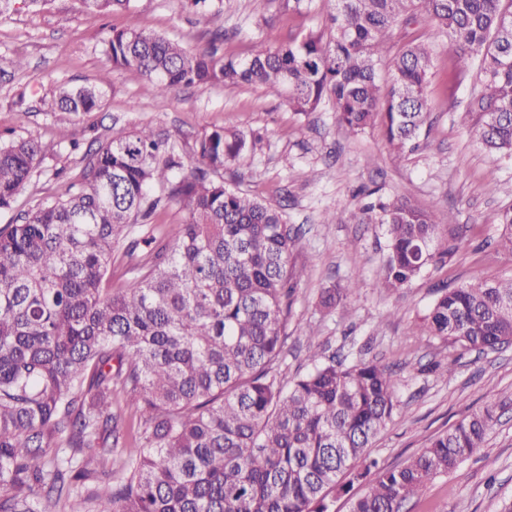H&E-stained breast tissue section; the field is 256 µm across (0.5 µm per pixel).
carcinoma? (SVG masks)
Returning a JSON list of instances; mask_svg holds the SVG:
<instances>
[{"label": "carcinoma", "mask_w": 512, "mask_h": 512, "mask_svg": "<svg viewBox=\"0 0 512 512\" xmlns=\"http://www.w3.org/2000/svg\"><path fill=\"white\" fill-rule=\"evenodd\" d=\"M329 34L311 31L244 60L141 29L114 30L108 60L167 100L194 85L280 92L289 109L331 100L359 132L384 126L401 154L428 119L432 55L390 53L393 30L435 24L481 89L466 112L491 156L512 154V0H335ZM92 16L130 0H81ZM62 112H92L96 85L60 83ZM259 138L215 128L191 172L149 127L111 132L89 154L75 191L0 228V512H329L327 497L368 481L350 512H403L433 477L484 446L496 405L434 437L404 465L369 481L371 441L398 406L393 370L331 357L284 381L288 310L304 271L288 266L296 235L283 213L224 183V166ZM45 154L34 138L0 143V211L11 208ZM174 203L175 247L132 238ZM387 227L379 286L408 287L454 252L430 212L405 198L369 205ZM497 248L512 255V202L497 214ZM150 248L137 281L105 287L112 252ZM327 286L331 311L353 291ZM422 329L480 352L512 345V278L443 288Z\"/></svg>", "instance_id": "obj_1"}]
</instances>
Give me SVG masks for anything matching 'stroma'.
<instances>
[{"label":"stroma","mask_w":512,"mask_h":512,"mask_svg":"<svg viewBox=\"0 0 512 512\" xmlns=\"http://www.w3.org/2000/svg\"><path fill=\"white\" fill-rule=\"evenodd\" d=\"M333 6L334 0H211L203 14L187 0H132L131 14L91 17L80 0H49L40 10L17 0L10 17L0 19V59L20 56L26 65L11 81H0V136L37 138L48 153L13 209L0 212V227L41 201L66 197L81 176L84 155L110 129L150 126L186 163L215 128L259 137L255 151L225 168L224 181L279 209L297 233L289 263L306 275L276 370L288 380L324 354L351 362L376 358L390 366L399 405L368 454L397 467L449 427L512 393V346L467 351L417 328L438 286L512 276V256L494 245L497 213L512 200V155L490 156L476 139L478 116L465 111L479 89L475 73L454 68L453 48L431 23L394 29L393 47L416 39L432 49L429 122L417 149L401 156L382 126L358 133L339 127L328 101L298 114L263 88L199 85L160 102L136 73L110 69L106 53L111 30L133 18L188 49L243 59L256 43L276 47L327 30ZM105 69L110 75L99 109L74 114L54 106L56 84H90ZM393 196L430 209L437 223L447 224L448 241L456 246L448 262L429 267L398 293L378 285L387 254L383 225L361 220L367 205ZM352 276L358 286L349 300L333 312L320 311L322 288ZM311 324L319 331L313 340L305 334ZM444 359L456 363L446 377L430 369ZM498 416L484 447L455 471L430 479L404 512H512V403Z\"/></svg>","instance_id":"obj_1"}]
</instances>
